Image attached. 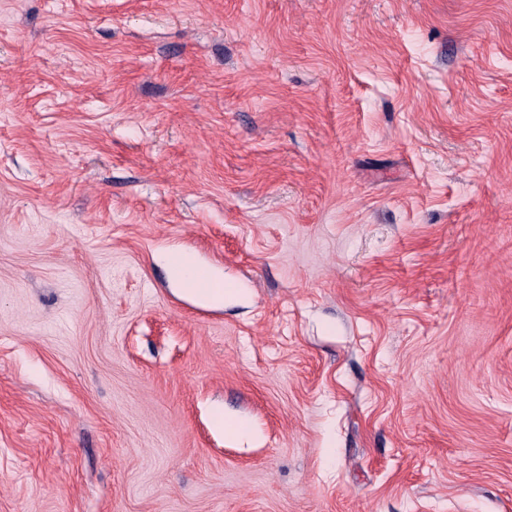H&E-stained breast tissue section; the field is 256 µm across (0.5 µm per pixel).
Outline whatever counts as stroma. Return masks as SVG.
<instances>
[{"instance_id":"35a3bbf8","label":"stroma","mask_w":512,"mask_h":512,"mask_svg":"<svg viewBox=\"0 0 512 512\" xmlns=\"http://www.w3.org/2000/svg\"><path fill=\"white\" fill-rule=\"evenodd\" d=\"M0 512H512V0H0ZM176 271L184 278L185 284L190 292L196 294L205 302H220L224 300V290H212L210 288H199L197 277L191 272L188 260L183 257Z\"/></svg>"}]
</instances>
